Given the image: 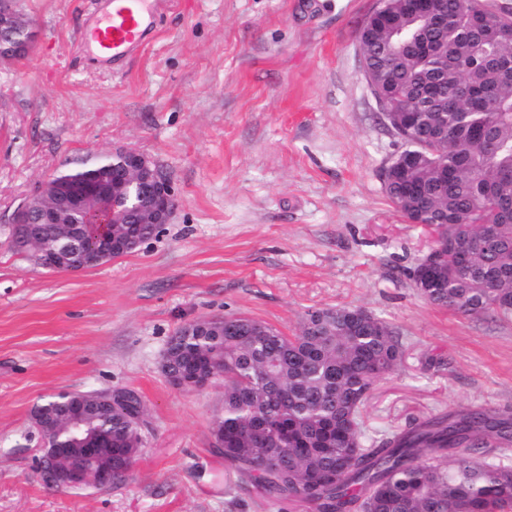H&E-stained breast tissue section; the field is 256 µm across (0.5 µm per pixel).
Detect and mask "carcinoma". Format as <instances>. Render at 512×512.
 Instances as JSON below:
<instances>
[{
  "label": "carcinoma",
  "mask_w": 512,
  "mask_h": 512,
  "mask_svg": "<svg viewBox=\"0 0 512 512\" xmlns=\"http://www.w3.org/2000/svg\"><path fill=\"white\" fill-rule=\"evenodd\" d=\"M480 0H444L445 23L430 28L398 0L360 38L363 57L397 109L416 113L414 158L389 174L387 197L443 248L423 298L464 315H512V78L487 63L512 64L505 6L483 31L470 22ZM491 228L497 244L472 250ZM471 251L469 265L457 253ZM363 309L312 308L287 336L250 317H211L177 329L168 371L187 380H224L217 449L257 495L303 503L310 512H512V466L489 462V448L512 446V416L472 407L442 413L381 438H366L363 409L374 384L404 355L399 332ZM141 398L121 389L112 409L87 405L80 431L109 436L114 485L126 482L143 445Z\"/></svg>",
  "instance_id": "cac0c4a2"
}]
</instances>
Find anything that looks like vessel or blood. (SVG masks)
I'll return each mask as SVG.
<instances>
[{"label":"vessel or blood","mask_w":512,"mask_h":512,"mask_svg":"<svg viewBox=\"0 0 512 512\" xmlns=\"http://www.w3.org/2000/svg\"><path fill=\"white\" fill-rule=\"evenodd\" d=\"M164 7V0H98L79 42L99 60L123 63L148 43L151 23Z\"/></svg>","instance_id":"1"}]
</instances>
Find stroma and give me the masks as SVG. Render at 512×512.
Segmentation results:
<instances>
[{"instance_id": "stroma-1", "label": "stroma", "mask_w": 512, "mask_h": 512, "mask_svg": "<svg viewBox=\"0 0 512 512\" xmlns=\"http://www.w3.org/2000/svg\"><path fill=\"white\" fill-rule=\"evenodd\" d=\"M93 0H19L38 39L0 63V512H308L243 490L215 456L224 383L175 387L173 333L247 316L285 334L312 308L361 307L402 336L377 381L370 433L483 406L512 412V319L427 303L412 271L431 243L388 199L401 144L362 68L377 0H171L126 63L87 57ZM157 160L170 224L140 250L81 272L11 243L16 206L58 172L116 149ZM127 388L143 445L118 488L47 485L36 404L60 391Z\"/></svg>"}]
</instances>
